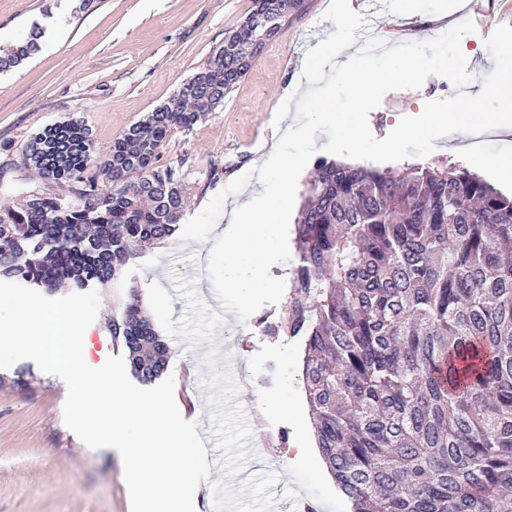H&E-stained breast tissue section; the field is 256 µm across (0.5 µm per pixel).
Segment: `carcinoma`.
Returning <instances> with one entry per match:
<instances>
[{
  "label": "carcinoma",
  "instance_id": "obj_1",
  "mask_svg": "<svg viewBox=\"0 0 512 512\" xmlns=\"http://www.w3.org/2000/svg\"><path fill=\"white\" fill-rule=\"evenodd\" d=\"M280 0L243 23L100 162L64 121L22 149L40 181L0 209V276L53 291L116 279L144 244L175 234L188 187L167 140L223 105L261 46L283 35ZM38 25L0 70L38 51ZM287 316L303 336L305 391L327 470L352 512H512V196L460 165L403 171L320 158L293 229ZM110 330L133 372L158 378L165 341L128 303Z\"/></svg>",
  "mask_w": 512,
  "mask_h": 512
}]
</instances>
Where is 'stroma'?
<instances>
[{
	"label": "stroma",
	"mask_w": 512,
	"mask_h": 512,
	"mask_svg": "<svg viewBox=\"0 0 512 512\" xmlns=\"http://www.w3.org/2000/svg\"><path fill=\"white\" fill-rule=\"evenodd\" d=\"M331 0H304L289 15L281 37L267 43L246 77L216 112L192 131L171 136L162 164L185 174L193 186L185 218L224 191L236 177L267 157L280 137L273 113L294 126L298 93L308 90L302 63L307 51L334 32L325 14ZM447 0H415L413 16L392 15L393 0L368 14L370 26L387 40L428 41L434 26L453 27L473 20L477 31L463 37L461 48L478 91L494 68L484 40L500 25H512V0H467L457 14H443ZM0 0V46L28 33L33 23L62 19L55 46L39 50L22 65L0 72V168L23 175L22 148L48 125L67 120L86 124L96 155L146 113L162 105L192 77L228 30L251 9L252 0ZM440 76L417 89L387 93L370 112L375 138H385L405 116L421 113L425 102L455 96ZM512 156V128L472 136L456 133L436 140L427 163L458 164L488 181L494 171L487 158ZM219 180H211V172ZM211 242L199 248L173 236L164 246L138 250L122 275L98 286L100 308L90 325L98 345L92 360L104 364L122 355L109 321L138 298L169 348L165 375L174 376L186 420L213 453L224 459L221 473L210 474L197 506L211 512L212 498L235 504L238 512H283L285 498L312 512H351L349 501L329 477L315 446L312 415L302 380V338L271 336L264 328L288 312L287 301L263 306L247 321L215 314L205 293L194 288L206 268ZM246 374L247 389L225 382V367ZM0 512H129L120 457L110 448L86 446L63 418V382L25 359L0 373ZM270 402L257 412V398ZM261 445L242 447L251 434ZM305 456H296V449Z\"/></svg>",
	"instance_id": "stroma-1"
}]
</instances>
